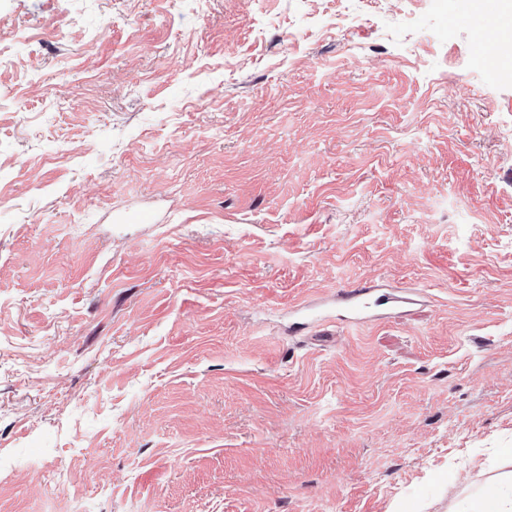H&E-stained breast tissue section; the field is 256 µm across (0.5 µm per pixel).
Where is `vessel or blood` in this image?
<instances>
[{"mask_svg":"<svg viewBox=\"0 0 512 512\" xmlns=\"http://www.w3.org/2000/svg\"><path fill=\"white\" fill-rule=\"evenodd\" d=\"M336 303L341 308L340 320L349 327L371 319L387 316L410 305L411 300L402 291H383L371 286L345 289L338 293Z\"/></svg>","mask_w":512,"mask_h":512,"instance_id":"b4317fda","label":"vessel or blood"}]
</instances>
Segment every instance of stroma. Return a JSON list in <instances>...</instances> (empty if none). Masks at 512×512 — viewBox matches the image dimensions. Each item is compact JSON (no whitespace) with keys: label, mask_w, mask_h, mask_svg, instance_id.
Instances as JSON below:
<instances>
[{"label":"stroma","mask_w":512,"mask_h":512,"mask_svg":"<svg viewBox=\"0 0 512 512\" xmlns=\"http://www.w3.org/2000/svg\"><path fill=\"white\" fill-rule=\"evenodd\" d=\"M498 0H0V512H481L512 488ZM417 301L347 328L338 291Z\"/></svg>","instance_id":"35a3bbf8"}]
</instances>
